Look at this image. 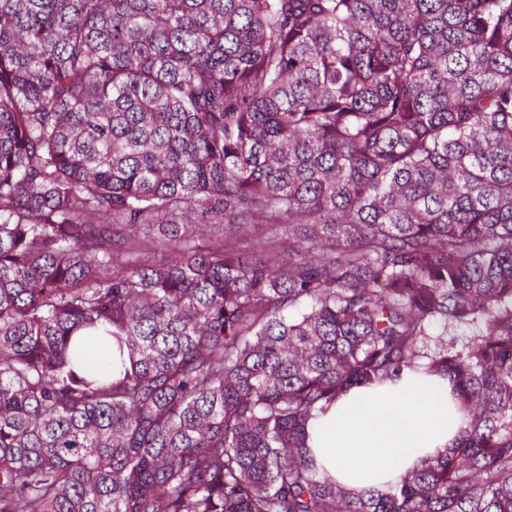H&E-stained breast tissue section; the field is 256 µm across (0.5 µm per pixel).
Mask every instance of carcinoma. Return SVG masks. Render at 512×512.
I'll return each mask as SVG.
<instances>
[{
    "instance_id": "carcinoma-1",
    "label": "carcinoma",
    "mask_w": 512,
    "mask_h": 512,
    "mask_svg": "<svg viewBox=\"0 0 512 512\" xmlns=\"http://www.w3.org/2000/svg\"><path fill=\"white\" fill-rule=\"evenodd\" d=\"M420 369L454 443L321 475ZM0 512H512V0H0ZM450 391L448 380L410 371L351 388L308 429L321 472L356 491H387L457 437L462 420Z\"/></svg>"
}]
</instances>
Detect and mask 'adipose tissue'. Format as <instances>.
Instances as JSON below:
<instances>
[{"mask_svg":"<svg viewBox=\"0 0 512 512\" xmlns=\"http://www.w3.org/2000/svg\"><path fill=\"white\" fill-rule=\"evenodd\" d=\"M461 414L447 381L406 371L342 395L308 429L321 472L357 491H386L419 460L445 451Z\"/></svg>","mask_w":512,"mask_h":512,"instance_id":"obj_1","label":"adipose tissue"}]
</instances>
